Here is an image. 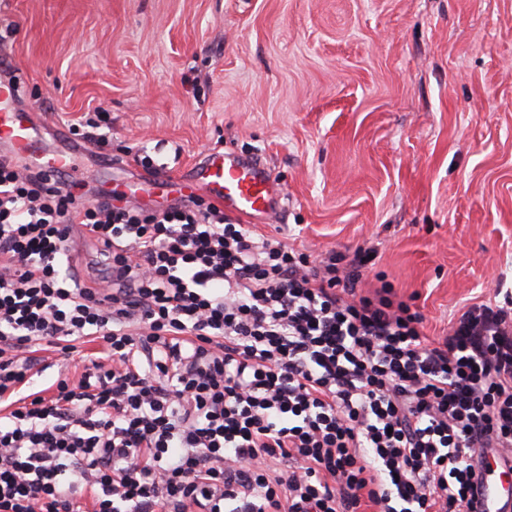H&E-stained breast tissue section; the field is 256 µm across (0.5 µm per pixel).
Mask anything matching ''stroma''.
Returning a JSON list of instances; mask_svg holds the SVG:
<instances>
[{
	"instance_id": "1",
	"label": "stroma",
	"mask_w": 512,
	"mask_h": 512,
	"mask_svg": "<svg viewBox=\"0 0 512 512\" xmlns=\"http://www.w3.org/2000/svg\"><path fill=\"white\" fill-rule=\"evenodd\" d=\"M0 56L47 149L111 118L87 188L267 164L296 249L374 248L428 336L512 302V0H0Z\"/></svg>"
}]
</instances>
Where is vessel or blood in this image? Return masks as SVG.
I'll return each mask as SVG.
<instances>
[{"label": "vessel or blood", "mask_w": 512, "mask_h": 512, "mask_svg": "<svg viewBox=\"0 0 512 512\" xmlns=\"http://www.w3.org/2000/svg\"><path fill=\"white\" fill-rule=\"evenodd\" d=\"M0 146L48 175L70 171L83 147L55 154L45 153L36 135L35 122L19 100L16 81H0ZM169 191L188 198L208 194L216 206L242 219L270 220L280 211L283 193L270 171L253 160L216 150L200 163L163 182ZM483 478L476 497L478 512H512V467L496 456L486 455Z\"/></svg>", "instance_id": "1"}]
</instances>
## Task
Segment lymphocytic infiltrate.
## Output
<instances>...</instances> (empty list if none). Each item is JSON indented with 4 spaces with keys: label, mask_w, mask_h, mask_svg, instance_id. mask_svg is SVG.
<instances>
[{
    "label": "lymphocytic infiltrate",
    "mask_w": 512,
    "mask_h": 512,
    "mask_svg": "<svg viewBox=\"0 0 512 512\" xmlns=\"http://www.w3.org/2000/svg\"><path fill=\"white\" fill-rule=\"evenodd\" d=\"M80 184L0 156V512H473L481 452L512 459V308L432 338L365 292L367 248ZM90 342L34 390L44 348Z\"/></svg>",
    "instance_id": "1"
}]
</instances>
